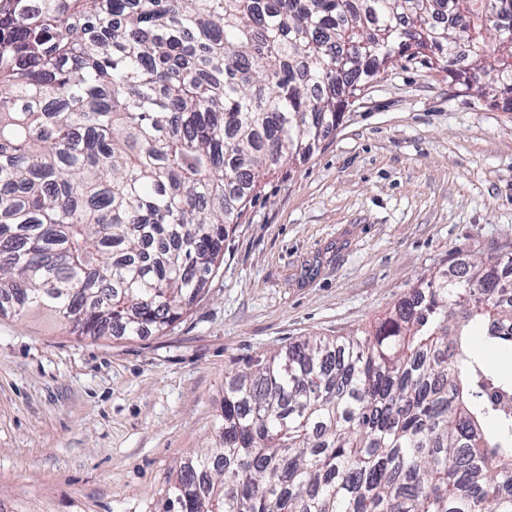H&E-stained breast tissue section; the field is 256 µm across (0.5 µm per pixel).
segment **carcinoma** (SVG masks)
<instances>
[{
  "label": "carcinoma",
  "instance_id": "1",
  "mask_svg": "<svg viewBox=\"0 0 512 512\" xmlns=\"http://www.w3.org/2000/svg\"><path fill=\"white\" fill-rule=\"evenodd\" d=\"M0 0V318L160 334L258 181L419 59L512 112V0ZM512 252L437 271L364 335L224 375L163 512H512Z\"/></svg>",
  "mask_w": 512,
  "mask_h": 512
}]
</instances>
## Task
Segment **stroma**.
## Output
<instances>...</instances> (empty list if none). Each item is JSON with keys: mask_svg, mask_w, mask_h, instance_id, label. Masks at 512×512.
I'll use <instances>...</instances> for the list:
<instances>
[{"mask_svg": "<svg viewBox=\"0 0 512 512\" xmlns=\"http://www.w3.org/2000/svg\"><path fill=\"white\" fill-rule=\"evenodd\" d=\"M510 246L512 112L399 59L263 180L166 334L0 319V512H159L176 464L211 442L225 372L363 334L431 273Z\"/></svg>", "mask_w": 512, "mask_h": 512, "instance_id": "stroma-1", "label": "stroma"}]
</instances>
